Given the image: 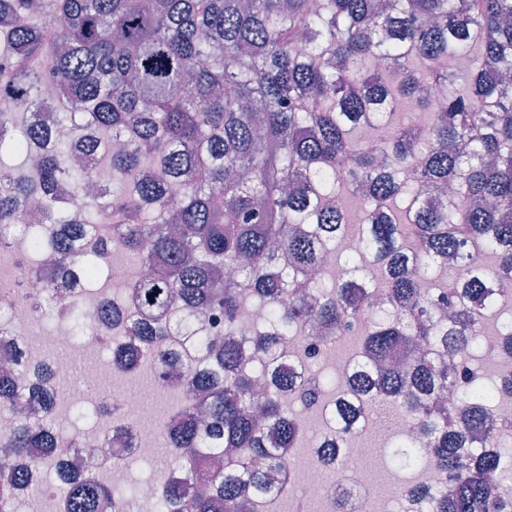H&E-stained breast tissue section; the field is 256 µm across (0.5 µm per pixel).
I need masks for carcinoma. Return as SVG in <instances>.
<instances>
[{"instance_id": "cac0c4a2", "label": "carcinoma", "mask_w": 512, "mask_h": 512, "mask_svg": "<svg viewBox=\"0 0 512 512\" xmlns=\"http://www.w3.org/2000/svg\"><path fill=\"white\" fill-rule=\"evenodd\" d=\"M0 100L18 107L0 111V155L22 157L0 164V247L23 223L21 276L40 279L46 256L59 271L26 295L33 319L49 311L86 333L128 305L108 365L149 361L173 379L162 512L281 497L267 475L289 471L304 436L295 404L324 400L326 382L281 354L309 319L365 325L371 395L411 432L390 448L393 466L445 475L404 494L426 512H512L490 480H512V448L491 432L465 447L512 394V371L490 382L446 362L482 347L492 277L512 276V0H0ZM100 164L116 188L87 200ZM347 196L364 249L326 292L330 246L351 231L336 205ZM108 236L145 272L91 306L75 289L104 265L112 278L110 250L78 244ZM366 266L379 285L356 275ZM257 308L259 367L237 339ZM20 375L0 369V512L44 496L27 454L56 438ZM126 432L115 468L134 448ZM52 495L60 512H99L109 496L129 509L123 487L90 469Z\"/></svg>"}]
</instances>
